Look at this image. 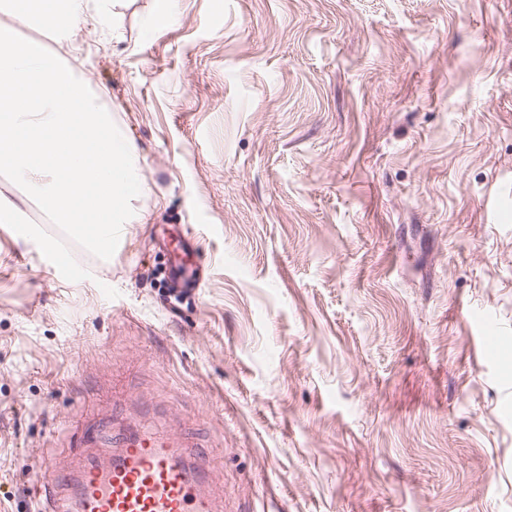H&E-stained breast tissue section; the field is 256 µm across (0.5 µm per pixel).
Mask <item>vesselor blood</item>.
I'll list each match as a JSON object with an SVG mask.
<instances>
[{"instance_id": "b4317fda", "label": "vessel or blood", "mask_w": 512, "mask_h": 512, "mask_svg": "<svg viewBox=\"0 0 512 512\" xmlns=\"http://www.w3.org/2000/svg\"><path fill=\"white\" fill-rule=\"evenodd\" d=\"M173 253V274L185 286L202 281V268L186 239L163 236ZM98 455L77 474L45 470L39 478L44 512H216L206 490L211 460L187 456L182 441L134 421L95 423Z\"/></svg>"}]
</instances>
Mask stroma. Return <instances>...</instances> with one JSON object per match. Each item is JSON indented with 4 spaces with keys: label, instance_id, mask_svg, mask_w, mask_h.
Listing matches in <instances>:
<instances>
[{
    "label": "stroma",
    "instance_id": "stroma-1",
    "mask_svg": "<svg viewBox=\"0 0 512 512\" xmlns=\"http://www.w3.org/2000/svg\"><path fill=\"white\" fill-rule=\"evenodd\" d=\"M153 5L60 50L138 148L136 219L106 257L34 202L0 224V512L124 394L221 512H512V0ZM160 244L173 253V274L177 281L184 286L198 287L202 281V268L193 245L187 239H174L165 234Z\"/></svg>",
    "mask_w": 512,
    "mask_h": 512
}]
</instances>
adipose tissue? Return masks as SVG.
I'll use <instances>...</instances> for the list:
<instances>
[{
	"instance_id": "obj_1",
	"label": "adipose tissue",
	"mask_w": 512,
	"mask_h": 512,
	"mask_svg": "<svg viewBox=\"0 0 512 512\" xmlns=\"http://www.w3.org/2000/svg\"><path fill=\"white\" fill-rule=\"evenodd\" d=\"M114 0H0V168L21 193L0 191V223L20 224L29 203L97 247L103 230L130 223L147 190L139 153L80 69L49 53L87 17L110 25ZM35 26L38 39H19Z\"/></svg>"
}]
</instances>
